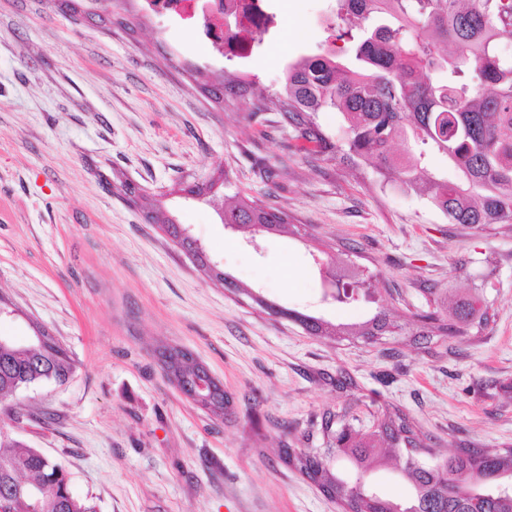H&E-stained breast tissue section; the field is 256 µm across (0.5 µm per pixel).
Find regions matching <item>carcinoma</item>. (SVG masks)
<instances>
[{
  "mask_svg": "<svg viewBox=\"0 0 512 512\" xmlns=\"http://www.w3.org/2000/svg\"><path fill=\"white\" fill-rule=\"evenodd\" d=\"M319 52L288 64L272 98L258 96L248 118L275 111L283 128L319 146L326 140L315 114L334 108L345 122L346 157L371 163L389 182L427 197L451 224L512 226V55L500 49L512 36V0H336ZM351 44V63L337 60L335 40ZM215 98L248 92L230 74L209 82ZM396 141L405 144L393 152ZM444 155L449 172L432 173L428 152ZM224 224L253 232L266 224L280 232L288 213L238 195L223 197ZM311 336H361L375 342L403 330L384 306L356 324H332L288 311ZM490 321L478 295L457 298L448 314L417 315L414 342L463 335ZM73 361L55 341L0 343V401L22 383L65 382ZM328 447L284 450V461L305 475L345 512H512V448H461L433 464L406 458L402 476L410 496L394 501L363 479L399 448L420 441L409 419L385 411L373 429L325 421ZM67 471L25 442L0 434V500L9 512H95L75 497Z\"/></svg>",
  "mask_w": 512,
  "mask_h": 512,
  "instance_id": "cac0c4a2",
  "label": "carcinoma"
}]
</instances>
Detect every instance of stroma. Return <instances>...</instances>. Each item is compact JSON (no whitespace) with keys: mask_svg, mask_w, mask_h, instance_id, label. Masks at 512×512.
<instances>
[{"mask_svg":"<svg viewBox=\"0 0 512 512\" xmlns=\"http://www.w3.org/2000/svg\"><path fill=\"white\" fill-rule=\"evenodd\" d=\"M279 24L249 62L216 55L177 19L130 0L111 30L52 0H0V336L49 329L74 362L62 384L17 391L0 427L61 464L96 512H341L282 459L323 448L325 415L367 430L385 410L413 423L433 461L512 448V232L449 223L364 162L293 152L275 113L216 106L190 67L253 80L266 96L316 53L331 0H270ZM226 171V194L284 209L301 234L252 244L180 185ZM162 205L242 287L334 323L379 307L402 321L480 291L487 328L433 337L310 336L199 270L123 187ZM368 280L336 302L321 267ZM186 351L224 386L217 417L182 394L166 356ZM350 378L338 389V377Z\"/></svg>","mask_w":512,"mask_h":512,"instance_id":"1","label":"stroma"}]
</instances>
